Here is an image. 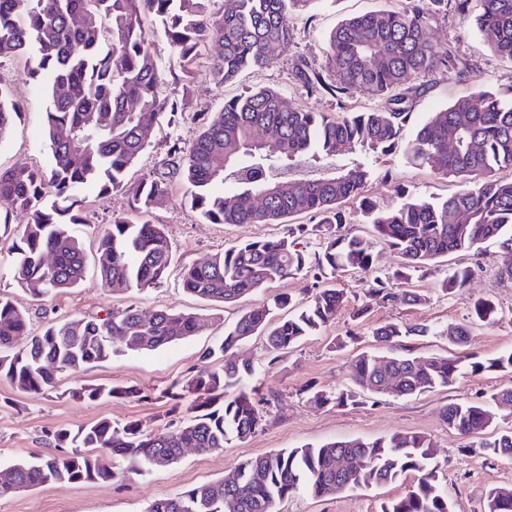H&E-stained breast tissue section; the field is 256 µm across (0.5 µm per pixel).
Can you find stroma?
<instances>
[{"instance_id": "obj_1", "label": "stroma", "mask_w": 512, "mask_h": 512, "mask_svg": "<svg viewBox=\"0 0 512 512\" xmlns=\"http://www.w3.org/2000/svg\"><path fill=\"white\" fill-rule=\"evenodd\" d=\"M407 0H324L309 13L292 16L293 43L288 52L262 69H246L227 83L219 84L209 72L207 59H199L193 82L192 105L178 122L158 118L149 133V145L127 173L136 182L148 173L167 175L170 195L164 206L149 214L151 223L163 225L175 247V260L165 283L145 293L118 294L103 288L94 269H87L78 288L52 297L37 299L19 288L7 252H0V295L11 298L26 310L30 334H38L47 323L94 314L110 308L136 305L144 312L157 309L194 311L204 315L205 326L196 336L176 342L157 352H128L90 368L79 376L59 374L55 389L44 393H24L6 380H0V467L52 448L46 437L57 427L74 428L100 418L112 421H140L149 431L179 425L182 416L172 412L166 389L178 379L198 370L204 349L220 342L224 328L251 307L285 294L304 302L315 291L312 274H300L273 283L261 292L233 304L207 303L187 294L181 285L184 267L209 260L241 240L273 238L283 234L281 224H210L202 221L187 198V187L180 174L172 173L168 148L191 145L203 127V115L220 111L225 100L246 89H272L292 105L311 112L333 114L340 107L353 112L381 107L380 99L362 90L342 98L330 94L308 95L296 68L308 63L314 68L327 66V40L344 19L380 8H396ZM431 35L441 46H449L461 61L476 64L479 73L469 80L455 74L433 71L412 76L411 113L401 136L388 155L370 158L372 176L364 194L380 207L397 200V190L442 199L456 192L458 182L435 176L428 169L407 162L404 149L431 112L446 108L456 98L474 95L505 83L512 73V61L492 52L477 29L456 14L439 16L431 25ZM20 58L0 59V84L7 87L19 105L21 115L14 131L0 141V168L12 166L45 167L50 154L44 136L43 112L47 105L45 84L27 79ZM87 204L86 224L81 231L87 254H94L99 235L112 215L127 210V197L116 192L96 198L93 190L82 192ZM512 264V254L496 246L480 254L458 253L447 262L428 267L418 279L420 289L431 292L428 304L390 305L364 296V273H345L338 282L349 297L348 307L318 334L308 337L280 355H273L263 337L255 336L238 346L236 354L255 368L244 385L245 392L264 397L262 424L249 439L234 441L212 452L186 451L176 464L139 475L125 461L114 460L116 476L106 483H82L68 488L51 484L14 495L0 497V512H146L157 498L173 496L201 484L223 479L244 460L281 449L304 445L318 446L328 441L374 439L396 432L426 436L431 444V463L436 466L441 485L453 512H484L487 491L495 486L512 485V463L488 454L472 439L450 430L440 409L451 401H477L506 388H512V371L490 370L458 375L452 385L431 393L407 397L359 396L356 404L322 406L308 401L305 391L314 387L328 393L355 392L350 364L360 353L378 350L373 328L391 321L430 325L434 333L406 341L419 356H450L456 349L448 343L449 326L467 323L472 327L467 353L486 360L512 351V284L500 280L499 271ZM478 265L479 271L468 288L454 294L437 292L436 286L449 267ZM480 300L494 303L498 313L493 320L476 318L473 306ZM368 304L369 312L359 323L350 318L351 308ZM357 342L338 346L348 333ZM106 386H137L148 392L145 400L112 399L76 401L66 394L75 382ZM416 473L386 485L358 488L336 495L315 498L299 491L277 503L276 512H381L383 503L400 497L416 480Z\"/></svg>"}]
</instances>
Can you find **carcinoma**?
Listing matches in <instances>:
<instances>
[{
    "label": "carcinoma",
    "instance_id": "obj_1",
    "mask_svg": "<svg viewBox=\"0 0 512 512\" xmlns=\"http://www.w3.org/2000/svg\"><path fill=\"white\" fill-rule=\"evenodd\" d=\"M210 0H0V58L24 59L23 74L49 82L44 112L50 165L0 169V199L27 215L12 243L19 287L44 298L79 286L86 254L77 226L86 223L85 188L97 195L123 191L130 215H112L93 257L102 284L114 291H145L161 286L172 263V243L158 224L135 215L164 205L166 179L148 175L128 183L126 174L148 146L155 119L167 114L175 122L191 101L193 69L200 48L210 44V72L223 83L244 68L262 69L282 55L292 41L289 18L312 11L323 0H226L222 14L208 12ZM474 22L487 46L512 60V0H410V6L383 9L341 21L328 40L327 64L333 76L309 67L301 72L310 95L336 98L363 88L382 99L384 109L325 115L286 105L281 94L260 89L224 102L205 122L187 150L173 145L180 175L189 185L191 208L211 224L286 223L315 213L330 229L320 251L297 248L307 229L288 228L278 239L238 243L204 265L183 269V289L204 301L233 304L272 283L302 272H314L324 283L308 301L294 303L275 296L252 307L224 328L222 342L206 350L205 366L168 390L174 409L184 413L173 430L155 433L139 421L115 423L109 418L50 432L58 451L0 467L12 480L0 486V497L43 484L60 488L108 481L112 460L130 470L146 471L162 458L171 465L188 448L210 451L256 433L262 422L259 402L228 390L243 386L254 368L234 358L232 350L253 336L265 338L269 350H287L318 334L336 319L347 292L335 284L336 273L369 274L366 293L378 301L422 305L430 295L410 287L415 273L450 253L481 251L496 245L512 253V77L478 97L462 96L431 113L406 146L407 160L462 188L442 200L400 195L387 208L362 198L370 169L349 167L290 179L292 163L307 157L322 164L349 149L389 153L410 114L404 84L427 71L474 73L451 49L430 37L431 23L444 8ZM157 26L174 56L166 65L148 51L150 27ZM182 86L175 97L161 94L166 78ZM20 107L0 88V141L14 129ZM263 131L267 141H256ZM456 148L448 150V138ZM358 199L366 223L401 258L395 270H374L369 240L342 233V205ZM53 257L47 265L45 258ZM473 268L451 269L438 285L446 293L467 286ZM288 315L274 319L276 310ZM203 318L193 312L157 309L150 314L129 305L105 314L50 324L32 336L28 319L16 304L0 296V378L22 392L55 387L58 374L76 375L120 352H154L198 333ZM424 324L389 322L373 330L387 353H361L351 364L354 385L364 394L395 397L432 392L452 385L463 366L473 373L512 370V352L481 361L473 355L422 358L404 346L407 336H429ZM448 342L463 347L470 326L448 327ZM309 400L321 406L355 402V395L332 397L308 388ZM193 399L185 404L186 395ZM76 401L146 397L133 387L78 383L68 391ZM512 405V389L480 401H450L440 414L448 428L480 439V447L512 461V428L495 430L494 407ZM431 443L421 435L395 433L365 441L328 442L318 448L282 449L245 460L238 480L226 479L154 500L148 512H275L276 503L304 489L327 497L350 488L384 485L416 471L417 482L405 496L388 502L382 512H452L437 470L428 467ZM484 512H512V487L490 489Z\"/></svg>",
    "mask_w": 512,
    "mask_h": 512
}]
</instances>
